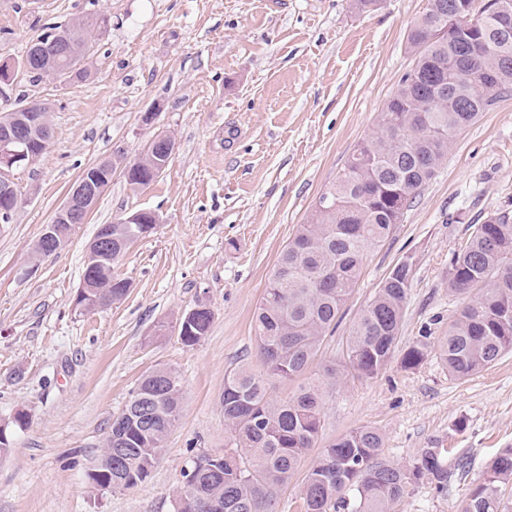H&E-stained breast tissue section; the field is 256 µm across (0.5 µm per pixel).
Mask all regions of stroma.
I'll list each match as a JSON object with an SVG mask.
<instances>
[{
  "label": "stroma",
  "mask_w": 512,
  "mask_h": 512,
  "mask_svg": "<svg viewBox=\"0 0 512 512\" xmlns=\"http://www.w3.org/2000/svg\"><path fill=\"white\" fill-rule=\"evenodd\" d=\"M427 0H0V62L17 60L43 27L103 14L88 78L35 86L0 83V110L18 93L52 105L53 138L16 174L19 204L0 224V419L28 414L0 460V512H174L182 473L199 455H223L224 376L261 371L252 317L277 258L344 168L402 76L414 65L408 33ZM152 122H144L145 113ZM173 138L164 172L135 187L121 172L65 247L33 250L85 167L134 159L156 135ZM140 210L159 217L112 266L129 281L112 306L79 311L85 247L99 225ZM512 211V95L457 139L448 159L370 250L342 321L309 376L343 365L349 328L399 261L413 263L397 354L377 377L347 376L326 399L305 465L340 434L369 425L384 456L412 465L445 448L468 463L436 493L409 486L400 512H462L488 460L512 447V353L457 379L436 358L404 368L400 354L440 335L461 307L448 263L477 224ZM213 313L208 334L184 345L180 316ZM175 370L182 403L149 478L101 490L87 474L140 379Z\"/></svg>",
  "instance_id": "35a3bbf8"
}]
</instances>
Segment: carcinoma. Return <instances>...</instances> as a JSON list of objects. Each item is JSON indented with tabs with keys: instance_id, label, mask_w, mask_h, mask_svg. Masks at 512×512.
<instances>
[{
	"instance_id": "cac0c4a2",
	"label": "carcinoma",
	"mask_w": 512,
	"mask_h": 512,
	"mask_svg": "<svg viewBox=\"0 0 512 512\" xmlns=\"http://www.w3.org/2000/svg\"><path fill=\"white\" fill-rule=\"evenodd\" d=\"M434 0L408 35L416 64L400 80L379 113L376 129L349 157L342 173L315 203L310 220L298 226L282 250L256 311L254 332L263 372L240 366L224 376V425L233 448L224 456L200 455L183 471L185 490L199 494L200 512H273L281 488L300 467L318 438L325 397L348 371L372 379L391 361L398 338L412 270L388 275L361 310L348 337L345 370L325 369L305 379L321 343L341 318L360 277L369 249L386 240L423 188L448 158L458 136L480 115L512 93V26L484 14L475 29L448 31L454 5ZM97 14L77 20L72 37L88 42L107 26ZM485 47L469 65L496 78L481 84L448 80L463 63V49ZM85 55L65 64L87 76ZM83 278L108 288L112 302L127 294V281L107 280L85 263ZM448 287L465 302L448 332L424 336L403 353L406 368L434 355L448 373L465 378L512 352V216L494 213L475 227L465 248L448 264ZM212 315H200L190 334L192 346L204 338ZM275 382H295L292 394L274 395ZM181 405L176 372L159 368L143 377L112 420L97 465L88 473L97 489H129L151 473ZM383 438L369 426L354 428L330 443L308 470L302 489L303 512H397L406 490L426 484L448 492L452 479L466 476V463L454 470L444 448L421 449L403 467L383 457ZM512 485V448L501 449L486 466L484 481L470 490L463 512H508L502 488Z\"/></svg>"
}]
</instances>
